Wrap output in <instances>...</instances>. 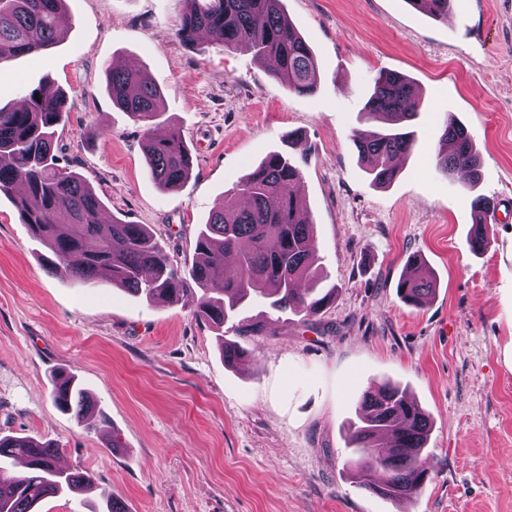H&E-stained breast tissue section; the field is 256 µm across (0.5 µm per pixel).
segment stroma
<instances>
[{"instance_id": "obj_1", "label": "stroma", "mask_w": 512, "mask_h": 512, "mask_svg": "<svg viewBox=\"0 0 512 512\" xmlns=\"http://www.w3.org/2000/svg\"><path fill=\"white\" fill-rule=\"evenodd\" d=\"M314 50L319 82L300 95L252 53L175 36L182 0H65L66 39L0 63V102L60 91V166L101 197L106 217L146 224L187 270L215 205L288 132L309 153L298 187L318 263L336 297L312 320L282 316L269 336L217 335L191 303L146 301L99 277L81 287L0 195V435L51 441L93 475L83 494L37 512H512V0H452L436 20L407 0H282ZM163 93L156 131L181 129L191 178H149L142 127L105 90L112 65ZM409 77L424 107L389 187L371 184L352 142L380 72ZM480 155L477 186L434 157L448 120ZM493 198L491 244L473 253L474 200ZM423 256L438 291L424 307L396 284ZM252 360L228 366L222 340ZM65 372L93 397L90 420L53 403ZM400 384L429 414L430 478L412 499L353 483L350 432L363 394ZM118 447H111V440Z\"/></svg>"}]
</instances>
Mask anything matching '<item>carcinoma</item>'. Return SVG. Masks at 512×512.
Returning a JSON list of instances; mask_svg holds the SVG:
<instances>
[{"mask_svg":"<svg viewBox=\"0 0 512 512\" xmlns=\"http://www.w3.org/2000/svg\"><path fill=\"white\" fill-rule=\"evenodd\" d=\"M65 0H0V63L54 47L65 39L60 24ZM187 4L175 36L182 42L206 40L227 50L244 48L275 62L272 75L288 90L308 95L317 88L313 50L293 29L282 0H183ZM435 19L448 17L451 0H407ZM107 91L112 104L142 124L144 149L152 179L165 189L183 185L193 158L178 128L153 133L161 89L139 69L112 67ZM64 102L42 87L18 102L0 107V193L14 199L32 237L47 250L50 268H63L79 284H89L106 270L112 283L149 301L191 298L196 317L218 331L231 324L239 336H264L270 316L292 311L307 320L333 302L336 287L322 285L314 227L294 194L307 152L295 159L287 150L268 153L232 187L242 205L212 210L198 232L189 278L170 262L148 225L104 220L103 202L80 174L57 165L53 144ZM413 82L397 73H380L364 105L369 120L383 125L361 129L353 142L367 162L372 183L391 184L398 175L394 158L414 145L408 122L420 111ZM436 167L444 175L459 169L478 179V161L468 130L448 118L440 139ZM494 200H474L468 242L479 253L489 245L488 225ZM412 274L397 292L418 307L436 294L437 279L422 256L408 260ZM57 405L83 419L95 411L88 392L74 377H54ZM431 421L405 390L389 382L366 392L352 434L350 465L358 486L398 499L418 495L426 483L423 452ZM59 448L29 436L0 437V470L25 458V470L0 484V512H34L45 497L79 494L90 486L86 471L57 465Z\"/></svg>","mask_w":512,"mask_h":512,"instance_id":"carcinoma-1","label":"carcinoma"}]
</instances>
